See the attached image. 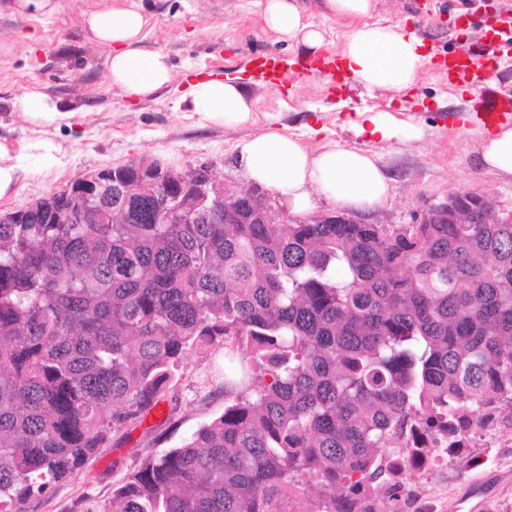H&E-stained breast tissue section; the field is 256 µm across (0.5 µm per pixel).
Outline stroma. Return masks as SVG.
Wrapping results in <instances>:
<instances>
[{
  "label": "stroma",
  "instance_id": "obj_1",
  "mask_svg": "<svg viewBox=\"0 0 512 512\" xmlns=\"http://www.w3.org/2000/svg\"><path fill=\"white\" fill-rule=\"evenodd\" d=\"M11 0H0V144L19 157L22 170L13 191L0 198V212L15 211L84 178L96 170L145 157L184 169L211 162L227 181L245 185L235 144L278 129L304 136L315 148L347 140L345 111L339 101L386 108L392 92H344L310 78L301 88L253 87L257 121L228 129L201 125L187 106L178 105L196 73L235 75L265 57L293 58L294 51L264 30L258 0H141L149 23L145 48L168 53L173 80L155 98L133 101L109 86L104 47L91 43L85 12L109 0H59L49 16L14 14ZM465 0H378L374 18L384 24L418 22L440 53L452 51L459 37L451 23ZM35 89L58 101L62 118L51 125L32 123L11 102ZM413 121L425 129L410 146H379L392 191L388 202L366 215L368 221L397 227L409 224L427 203L471 190L487 195L498 211L512 213V181L480 170L475 143L459 132L453 117L469 109V91L450 87L438 70L425 73L414 90ZM323 128L316 137L308 124ZM58 146L53 167H43L40 142ZM224 346L205 359L190 358L176 386L178 403L163 402L118 448L103 449L73 479L58 485L49 499L33 501L28 512H103L112 489L140 453H163L179 446L201 424L224 411ZM447 498L429 496L404 512H468L473 484L484 491L483 512H512V445L492 449L481 467L456 458L448 464Z\"/></svg>",
  "mask_w": 512,
  "mask_h": 512
}]
</instances>
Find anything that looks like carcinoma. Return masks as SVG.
<instances>
[{"mask_svg": "<svg viewBox=\"0 0 512 512\" xmlns=\"http://www.w3.org/2000/svg\"><path fill=\"white\" fill-rule=\"evenodd\" d=\"M117 173L0 216V512L122 445L219 342L224 413L138 455L108 512H402L390 443L512 410V219L242 224L221 182Z\"/></svg>", "mask_w": 512, "mask_h": 512, "instance_id": "cac0c4a2", "label": "carcinoma"}]
</instances>
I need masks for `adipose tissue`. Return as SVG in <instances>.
I'll list each match as a JSON object with an SVG mask.
<instances>
[{"label":"adipose tissue","instance_id":"obj_1","mask_svg":"<svg viewBox=\"0 0 512 512\" xmlns=\"http://www.w3.org/2000/svg\"><path fill=\"white\" fill-rule=\"evenodd\" d=\"M377 0H322L325 16L353 21L340 49L342 65L354 86L365 91L386 90L399 96L413 92L432 58L423 49L421 31L411 25L372 22ZM265 30L309 57L327 43L325 30L306 17L300 0H264ZM147 18L140 5H107L85 14L92 41L105 47L103 65L109 85L122 96L145 100L173 79L169 56L142 45ZM192 112L217 125L237 127L255 119L249 80L244 76H197L182 95ZM465 133L477 144L480 168L512 178V127L488 128L461 114ZM353 143L333 141L310 149L301 137L278 130L265 131L237 142L235 150L249 183L271 191L297 216L311 213L319 201L365 213L386 204L391 185L381 156L358 147L364 139L383 145L420 140L424 128L396 117L391 111L355 108L346 123Z\"/></svg>","mask_w":512,"mask_h":512}]
</instances>
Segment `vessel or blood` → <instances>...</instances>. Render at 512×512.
I'll list each match as a JSON object with an SVG mask.
<instances>
[{"label":"vessel or blood","instance_id":"obj_1","mask_svg":"<svg viewBox=\"0 0 512 512\" xmlns=\"http://www.w3.org/2000/svg\"><path fill=\"white\" fill-rule=\"evenodd\" d=\"M512 58V12L498 10L480 31L467 38L460 47L441 59L439 67L449 83L468 86L473 108L484 124L512 123V97L500 93L490 77L504 60ZM302 74L315 73L332 83L346 82L339 58L326 54L311 60Z\"/></svg>","mask_w":512,"mask_h":512}]
</instances>
